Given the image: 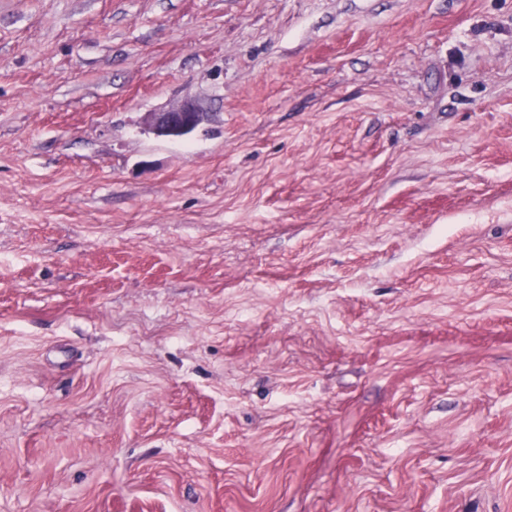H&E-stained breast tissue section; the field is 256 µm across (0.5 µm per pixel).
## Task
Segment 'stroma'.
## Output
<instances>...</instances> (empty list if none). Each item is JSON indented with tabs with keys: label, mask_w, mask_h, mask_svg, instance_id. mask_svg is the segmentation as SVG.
I'll list each match as a JSON object with an SVG mask.
<instances>
[{
	"label": "stroma",
	"mask_w": 512,
	"mask_h": 512,
	"mask_svg": "<svg viewBox=\"0 0 512 512\" xmlns=\"http://www.w3.org/2000/svg\"><path fill=\"white\" fill-rule=\"evenodd\" d=\"M0 512H512V0H0ZM210 117V112H204L195 101L186 99L160 112H148L145 126L157 138L173 140L190 136L208 123Z\"/></svg>",
	"instance_id": "1"
}]
</instances>
